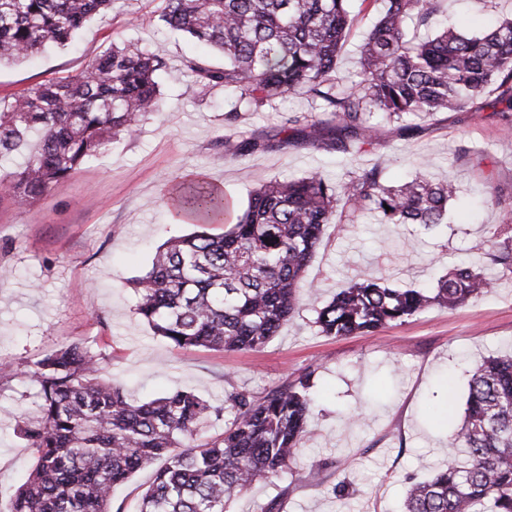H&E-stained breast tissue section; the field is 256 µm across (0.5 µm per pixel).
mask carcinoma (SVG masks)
Masks as SVG:
<instances>
[{
    "label": "carcinoma",
    "mask_w": 512,
    "mask_h": 512,
    "mask_svg": "<svg viewBox=\"0 0 512 512\" xmlns=\"http://www.w3.org/2000/svg\"><path fill=\"white\" fill-rule=\"evenodd\" d=\"M160 20L213 48L221 67L184 61L200 92L230 90L233 113L271 108L285 95L317 103L328 115L336 149L372 142L380 123L412 128L462 108L489 88L501 90L512 131V18L467 35L446 27L424 39L406 21L430 28L441 0H366L381 5L361 46L359 79L339 74L352 26L348 0H161ZM112 0H0V63L62 47ZM166 62L127 45L113 46L84 70L0 97V156L36 136L0 186L22 206L59 187L112 136L135 131L161 111L158 76ZM452 182L417 175L397 187L377 170L349 171L338 186L322 174L270 179L222 235L205 230L171 237L138 279L136 314L177 348L262 349L296 311L303 274L324 225L337 213H375L388 224H442ZM167 204L196 224H221L224 194L200 179L177 181ZM494 261L512 269V236ZM491 283L459 266L428 293L391 288L369 271L316 310L325 336H363L402 324L436 304L453 310ZM102 357L78 343L61 346L27 371L38 385L39 412L18 420L34 450L28 480L10 512H112V487L164 457L139 512H227L253 482L288 469L312 411L313 372L258 397L233 392L224 432L200 439L211 406L187 391L132 404L120 386L99 377ZM461 449L431 479L411 484L406 512H512V357H488L469 381L461 424L448 434Z\"/></svg>",
    "instance_id": "cac0c4a2"
}]
</instances>
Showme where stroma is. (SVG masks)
<instances>
[{"label":"stroma","mask_w":512,"mask_h":512,"mask_svg":"<svg viewBox=\"0 0 512 512\" xmlns=\"http://www.w3.org/2000/svg\"><path fill=\"white\" fill-rule=\"evenodd\" d=\"M160 0H112L64 47L0 66V96L84 69L110 45L135 44L162 57L160 112L131 135L80 166L58 189L29 206L0 196V512L34 464L16 433L17 417L36 409L29 365L66 343L103 354L102 379L133 402L177 390L213 408L202 433L224 429L227 397L261 396L312 372L309 433L281 476L259 481L231 512H403L410 482L447 463V433L465 410L473 368L512 352V272L497 264L494 232L512 219V135L502 126L497 96L419 121L408 133L384 125L367 151L336 150L323 125L286 135L285 117L313 113L306 98L284 97L275 108L226 115L228 91L200 93L183 62L221 56L167 30ZM354 27L340 57L344 75L360 69L359 46L376 14L350 0ZM512 0H443L439 26L466 33L494 26ZM244 138L259 149L233 154ZM380 169L392 185L424 173L451 181L456 193L444 224H383L364 214L356 223L326 225L306 269L319 296L302 295L278 336L258 352L179 349L156 336L135 313L131 286L169 237L191 233L175 220L166 193L185 176L220 187L237 210L261 180L323 172L340 182L351 169ZM466 262L491 280L482 296L453 311L432 307L408 322L367 336L334 338L314 325L316 311L369 270L393 288H434Z\"/></svg>","instance_id":"stroma-1"}]
</instances>
